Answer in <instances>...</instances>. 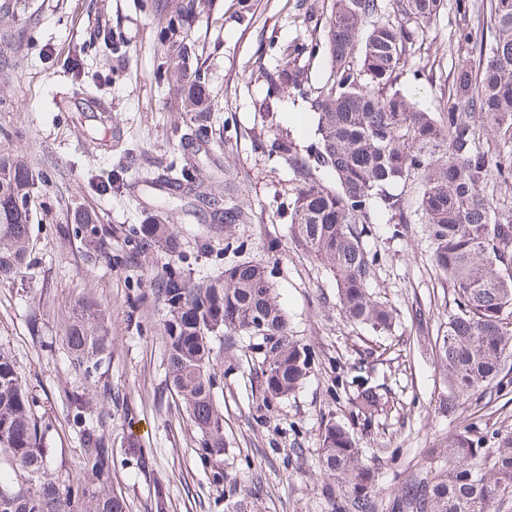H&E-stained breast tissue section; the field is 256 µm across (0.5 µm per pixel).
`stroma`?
<instances>
[{
	"label": "stroma",
	"instance_id": "1",
	"mask_svg": "<svg viewBox=\"0 0 512 512\" xmlns=\"http://www.w3.org/2000/svg\"><path fill=\"white\" fill-rule=\"evenodd\" d=\"M9 3L0 10V29L10 24L29 37L23 69L0 77V151L30 161L39 191L29 240L33 265L0 286V351L12 356L37 416L50 424L42 440L48 476L76 473L83 454L66 400L75 386L105 419L113 448L107 488L124 498L127 512H154L160 487L167 512H331L320 463L330 421L354 433L382 502L411 477L446 467L448 439L460 427L474 422L512 432V390L470 401L452 420L436 410L447 391L436 338L456 305L431 263L417 188L405 192L407 233L393 236L382 211L366 240L379 260L371 291L399 316L391 333L377 336L347 322L333 279L291 240L297 182L277 144L288 138L302 150L314 139L306 92L328 72L324 57H308L300 45L328 19L330 0H205L186 14L187 67L205 75L212 136L191 181L172 194L159 182L179 159L192 123L157 66L170 51L161 40L165 18L184 12L187 0ZM465 28L477 40L486 35L447 7L410 57L398 86L420 108L439 111L454 68L469 56L458 42ZM288 60L303 71V90L283 93L278 111H256L270 75ZM114 179L118 190L98 191ZM199 183L242 212L231 238L211 233L195 197ZM84 208L111 228L116 254L138 253L136 230L151 219L172 225L182 240L178 263L199 281L228 263L261 257L269 239L280 242L267 270L292 339L314 362L300 389L266 408L253 384L261 350L246 336L230 348L214 341L223 455L201 458V433L170 387L167 310L152 295L162 257L138 254L134 265L87 267L73 221ZM137 296L142 302L134 310ZM88 300L105 308L109 326L108 356L89 375L74 368L65 343L75 305ZM418 308L428 321L424 333L412 318ZM363 359L388 397L368 424L353 408L350 382ZM132 446L154 454L153 472L138 471L126 453ZM216 472L223 481L213 480Z\"/></svg>",
	"mask_w": 512,
	"mask_h": 512
}]
</instances>
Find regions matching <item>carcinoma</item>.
I'll return each mask as SVG.
<instances>
[{"label": "carcinoma", "mask_w": 512, "mask_h": 512, "mask_svg": "<svg viewBox=\"0 0 512 512\" xmlns=\"http://www.w3.org/2000/svg\"><path fill=\"white\" fill-rule=\"evenodd\" d=\"M456 13L473 14L490 38L471 42L472 58L459 64L438 112L419 108L397 88L410 51L447 0H332L327 21L329 74L314 89L318 141L300 151L293 141L279 152L299 177L291 209L294 242L336 283L343 317L382 334L397 313L374 298L370 286L378 256L364 239L378 208L391 213L394 234L408 232L409 219L398 187L421 186L418 210L425 224L434 267L455 294L456 312L448 317L439 359L448 393L438 413L453 418L461 406L489 390L512 386L507 346L512 343V208L500 213L490 194L512 179V152L482 142L494 132L512 140V0H454ZM183 20L171 16L163 41L177 44L160 64L167 83L181 93L194 120L192 148L183 152L182 173L189 175L208 142L211 107L201 74H189L190 47L178 41ZM303 74L286 61L270 76L275 95L261 103L276 108L280 93L301 87ZM333 176L330 184L316 174ZM38 179L27 159L0 153V285L26 264L32 203ZM80 225L81 256L90 268L112 263V229L88 209L74 214ZM139 253L171 259L156 279L153 294L167 308L163 324L169 377L202 434L203 458L224 450V414L213 396L216 384L212 340L249 336L269 342L256 376L263 403L270 406L293 393L307 378L311 352L292 340L288 320L263 260L224 266L215 278L193 281L174 263L181 239L168 224H142ZM106 312L95 302L79 304L66 331L72 363L90 374L102 364L108 331ZM356 409L371 423L383 409V394L361 375ZM84 453L78 470L100 479L112 469V448L101 420L87 416L86 394L69 395ZM44 430L15 363L0 352V453L30 474L44 473ZM494 449L470 423L448 440V471L407 480L387 505L388 512H501L512 503V432H492ZM321 463L328 477L344 486L341 497L327 493L332 512H377L373 470L362 461L359 444L343 424L329 422L321 435ZM89 494L70 474L40 484L36 492L10 489L0 479V512H66L64 504ZM123 498L95 495L94 512H126Z\"/></svg>", "instance_id": "obj_1"}]
</instances>
